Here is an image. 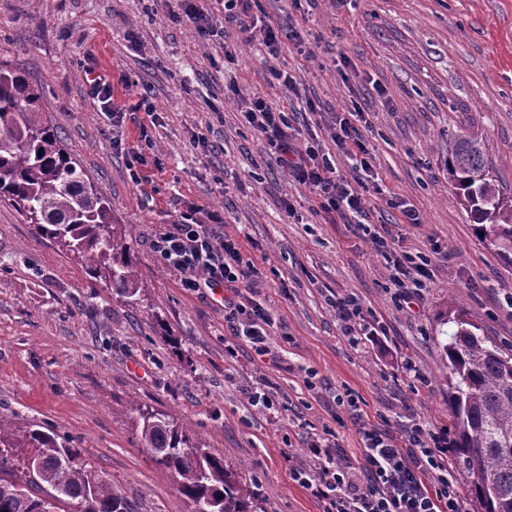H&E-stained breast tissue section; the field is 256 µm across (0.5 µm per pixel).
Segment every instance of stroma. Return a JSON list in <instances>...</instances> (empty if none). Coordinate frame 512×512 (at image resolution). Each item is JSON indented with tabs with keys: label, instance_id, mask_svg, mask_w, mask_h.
<instances>
[{
	"label": "stroma",
	"instance_id": "35a3bbf8",
	"mask_svg": "<svg viewBox=\"0 0 512 512\" xmlns=\"http://www.w3.org/2000/svg\"><path fill=\"white\" fill-rule=\"evenodd\" d=\"M205 4L201 33L179 21L178 0H0V62L42 89L44 120L110 200L142 288L136 302L114 294L0 201V422L86 449L129 512H191L140 444L131 408L156 409L223 455L257 512H323L288 467L309 465L308 441L329 431L338 457L360 459L345 397L380 428H446L444 313L464 308L512 349V263L475 236L448 175L449 140L479 134L512 197V0H259L298 34L275 57L225 30L222 0ZM93 72L107 75L113 104L90 94ZM255 96L284 107L301 150L332 147L337 115L363 110L365 222L428 256L421 290L399 298L369 237L317 211L247 123ZM393 197L419 223H400ZM190 210L222 222L258 269L279 365L234 339L224 288L185 290L158 261L154 239ZM348 294L361 308L354 338L336 316ZM262 386L276 408L250 402Z\"/></svg>",
	"mask_w": 512,
	"mask_h": 512
}]
</instances>
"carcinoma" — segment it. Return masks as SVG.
Returning <instances> with one entry per match:
<instances>
[{
	"mask_svg": "<svg viewBox=\"0 0 512 512\" xmlns=\"http://www.w3.org/2000/svg\"><path fill=\"white\" fill-rule=\"evenodd\" d=\"M40 95L18 68L0 63V201L77 259L88 275L126 299L140 295L137 270L111 203L45 124ZM448 174L475 234L512 262V198L501 194L485 142L470 133L448 143ZM453 331L448 358L449 447L469 478L481 512H512V353L461 311L446 314ZM142 447L170 470L193 512H255L251 486L224 467V457L192 442L189 428L159 411L134 408ZM1 448H27L22 474L0 452V512H128L112 483L95 473L85 449L40 430L0 425Z\"/></svg>",
	"mask_w": 512,
	"mask_h": 512,
	"instance_id": "1",
	"label": "carcinoma"
}]
</instances>
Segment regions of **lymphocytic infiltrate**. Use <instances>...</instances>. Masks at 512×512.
<instances>
[{
	"instance_id": "1",
	"label": "lymphocytic infiltrate",
	"mask_w": 512,
	"mask_h": 512,
	"mask_svg": "<svg viewBox=\"0 0 512 512\" xmlns=\"http://www.w3.org/2000/svg\"><path fill=\"white\" fill-rule=\"evenodd\" d=\"M258 0H224V24L244 41L262 40L277 51L279 37L271 23H259L254 10ZM245 119L264 136L278 162L314 193L319 208L336 214L346 224L361 225L365 195L353 189L341 174L331 152L317 147L298 150L296 137L284 111L273 109L259 97L247 100ZM372 240L386 256L392 281L400 294L408 295L428 279L425 255L397 251L387 236L373 233ZM154 251L167 267L179 272L184 287L196 291L222 285L253 291L258 271L244 260L236 240L224 236L215 224L200 223L193 214L160 232ZM224 307L236 321V334L248 341L260 357L270 355L268 343L274 318L260 301L225 300ZM362 437V458L341 461L336 446L326 439L307 446L313 462L309 468L290 471L293 480L306 485L325 504L324 512H466L448 461V434L414 422L396 430L373 427L363 417L353 420Z\"/></svg>"
}]
</instances>
